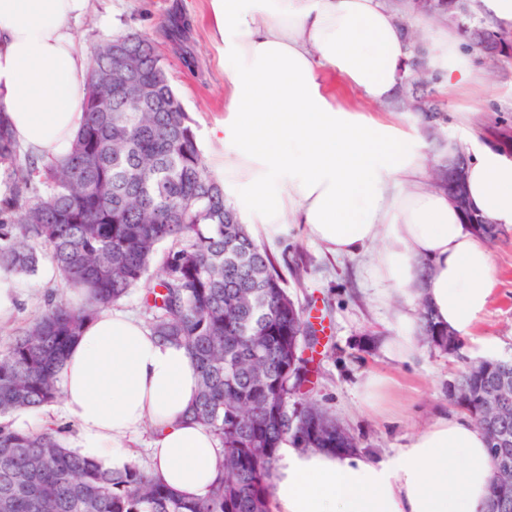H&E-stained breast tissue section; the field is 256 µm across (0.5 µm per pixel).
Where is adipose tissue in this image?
Instances as JSON below:
<instances>
[{
    "label": "adipose tissue",
    "instance_id": "obj_1",
    "mask_svg": "<svg viewBox=\"0 0 512 512\" xmlns=\"http://www.w3.org/2000/svg\"><path fill=\"white\" fill-rule=\"evenodd\" d=\"M91 0H0V110L13 140L37 160L65 153L82 125L89 62L69 27ZM228 108L210 128V166L255 236L275 243L297 226L333 259H360L372 301L400 300L389 359L418 353L420 301L458 337H474L497 280L489 243L432 188L426 144L381 113L409 73L405 35L383 0H211ZM463 33L426 48L442 91L478 73ZM343 76L379 109L357 112L324 87ZM449 144L470 154L473 210L512 227V157L485 145L474 113ZM69 448L103 468L132 462L128 441L152 427L150 469L192 500L218 479V443L187 416L197 374L185 347L161 341L124 311L89 321L60 372ZM490 461L464 413L433 417L407 447L346 455L278 450L272 512H481Z\"/></svg>",
    "mask_w": 512,
    "mask_h": 512
}]
</instances>
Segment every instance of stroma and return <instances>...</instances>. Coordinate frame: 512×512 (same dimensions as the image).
<instances>
[{
  "instance_id": "stroma-1",
  "label": "stroma",
  "mask_w": 512,
  "mask_h": 512,
  "mask_svg": "<svg viewBox=\"0 0 512 512\" xmlns=\"http://www.w3.org/2000/svg\"><path fill=\"white\" fill-rule=\"evenodd\" d=\"M210 13V0H93L92 14L73 24L80 46L88 55L100 42L129 31L151 39L204 151L209 148L207 131L223 118L226 107L224 65L212 41ZM175 16L185 18L189 25L186 47L197 60L195 67L184 65L179 50L164 35L165 25ZM478 64V82L444 98L437 127L419 129L432 161L446 157L448 142L442 131L473 98L483 101L479 114L483 143L503 146L500 130H512V54H483ZM492 253L498 285L478 323L476 338L465 342L457 358L420 345L419 361L410 364L391 361L381 344L367 343L368 335L390 331L393 311L370 302L356 262L332 260L294 229L278 240L275 256L304 269L299 277L284 271L288 291L320 331L319 345L306 352L315 371L311 395L358 436L362 448L382 452L406 447L427 420L448 410L445 393L451 372L461 369L469 359L512 356V228L493 245ZM19 285L11 312L0 319V350L40 315L46 290L65 299L70 296L56 276L39 288L32 287L27 278L20 279ZM371 374L391 377L400 384L394 421L376 419L356 405L355 394Z\"/></svg>"
}]
</instances>
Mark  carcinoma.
<instances>
[{"label": "carcinoma", "mask_w": 512, "mask_h": 512, "mask_svg": "<svg viewBox=\"0 0 512 512\" xmlns=\"http://www.w3.org/2000/svg\"><path fill=\"white\" fill-rule=\"evenodd\" d=\"M386 5L405 28L408 17L422 16L452 18L471 35L483 29L470 0H433L429 13L417 0ZM186 28L175 17L164 33L180 47ZM118 41L140 57L138 76L152 89L150 99H129L112 84ZM409 48L407 81L416 90L407 106L436 119L438 101L417 94L427 83L422 48L414 41ZM84 112L69 151L41 167L20 162L0 115V272L31 277L46 258L65 285L89 290L77 307L48 294L40 316L0 352V512H270L268 480L281 444L339 453L358 447L349 429L336 436V418L302 393L308 369L301 345L317 343L316 330L288 294L276 258L207 168L147 38L129 32L97 46ZM153 271L144 301L149 330L188 350L198 376L191 416L221 445L220 477L192 501L136 462L104 469L63 444L58 431H21L11 420L61 398L59 369L83 325ZM420 341L448 348V328L429 317L426 305ZM484 363V372L461 370L448 381L456 389L448 400L484 434H505L503 454L512 459V401L493 419L478 398L496 380H512V358ZM490 455L486 507L500 502L504 509L496 512H512V480L498 476Z\"/></svg>", "instance_id": "obj_1"}]
</instances>
